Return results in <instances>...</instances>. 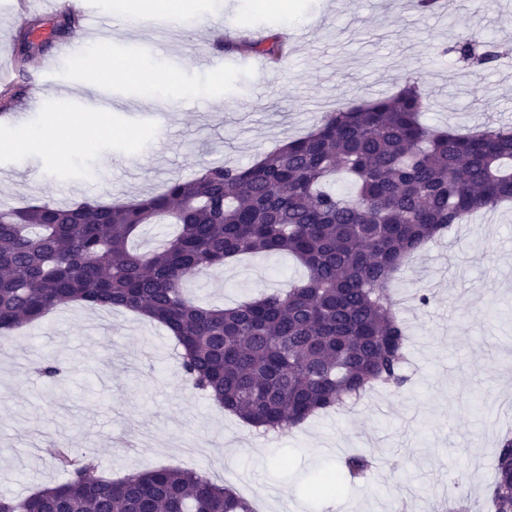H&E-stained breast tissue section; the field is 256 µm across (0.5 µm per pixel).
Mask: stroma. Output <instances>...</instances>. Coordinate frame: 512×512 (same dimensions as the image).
<instances>
[{"instance_id":"obj_1","label":"stroma","mask_w":512,"mask_h":512,"mask_svg":"<svg viewBox=\"0 0 512 512\" xmlns=\"http://www.w3.org/2000/svg\"><path fill=\"white\" fill-rule=\"evenodd\" d=\"M134 2L99 0L113 31L108 50L116 61L159 56L173 76L164 87L169 108L157 121H139L129 106L146 99L148 86L116 81L122 105L108 114L111 137L88 147L73 129L70 155L55 164L37 152H0V206L117 202L160 192L209 162L247 166L337 105L392 94L408 78L430 100L427 125L463 132L512 125V0L482 8L447 0L442 17L402 0H288L284 13L256 10L251 0H189L194 36L181 52L162 55L136 20ZM44 18L32 40L51 47L27 64L25 93L15 104L23 117L0 126V143L23 128L83 115L96 92L90 63L64 54L65 40L50 36L52 13ZM245 30L260 41L286 37L287 55L277 64L251 55L213 78L198 52L213 50L217 36L236 39ZM469 34L499 45L506 57L461 74L447 48ZM45 60L56 63L66 90L35 81ZM143 145L159 151L164 165L146 161ZM37 171L42 182H31ZM304 276L292 258L265 254L191 278L185 288L200 302L227 306ZM421 288L431 295L427 305L399 309L409 337L405 383L283 429L271 447L185 384L180 350L163 326L122 309L61 307L0 350V496L65 481L42 450L46 440L63 438L96 456L98 475L194 469L257 512H336L340 504L348 512H448L458 498L469 512H485L499 440L512 428V410L495 409L512 401V203L491 221L474 216L429 243L391 284L396 296ZM48 359L65 370L59 385L36 371ZM359 453L377 463L367 477L309 495L318 474Z\"/></svg>"}]
</instances>
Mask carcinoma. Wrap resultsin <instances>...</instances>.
I'll list each match as a JSON object with an SVG mask.
<instances>
[{"instance_id": "1", "label": "carcinoma", "mask_w": 512, "mask_h": 512, "mask_svg": "<svg viewBox=\"0 0 512 512\" xmlns=\"http://www.w3.org/2000/svg\"><path fill=\"white\" fill-rule=\"evenodd\" d=\"M27 23L18 35L19 72L38 47ZM55 33L76 38L75 15L61 14ZM462 37L454 52L484 66L500 58ZM247 51L277 64L280 38ZM23 90L0 91V109ZM418 81L395 94L325 113L305 136L249 167L213 163L170 181L137 202H55L0 208V344L7 333L75 302L125 309L163 324L184 352V381L212 391L224 411L263 433L297 427L381 386H401L406 333L388 285L406 258L466 217L512 200V126L478 133L431 128ZM346 176L351 190L330 188ZM148 224L175 233L140 252ZM288 253L307 270L299 284L234 307L190 300L186 278L243 255ZM46 380L63 368L47 360ZM45 453L65 482L19 499L0 496V512H254L233 490L193 470L155 468L122 480L90 478L95 457L56 440ZM374 459L351 455L343 468L367 475ZM339 475L309 486L332 491ZM492 512H512V437L498 449L488 495Z\"/></svg>"}]
</instances>
